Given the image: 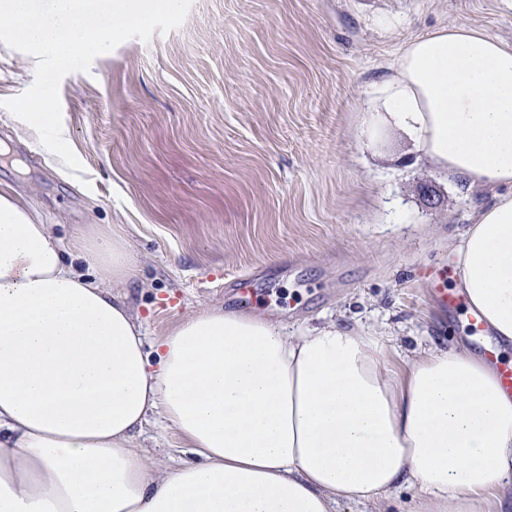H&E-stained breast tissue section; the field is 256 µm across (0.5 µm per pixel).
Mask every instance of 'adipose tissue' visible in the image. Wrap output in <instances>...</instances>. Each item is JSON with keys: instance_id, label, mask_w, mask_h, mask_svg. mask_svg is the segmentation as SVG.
Wrapping results in <instances>:
<instances>
[{"instance_id": "adipose-tissue-1", "label": "adipose tissue", "mask_w": 512, "mask_h": 512, "mask_svg": "<svg viewBox=\"0 0 512 512\" xmlns=\"http://www.w3.org/2000/svg\"><path fill=\"white\" fill-rule=\"evenodd\" d=\"M172 0H0V40L52 80ZM361 131L405 132L442 177L494 189L451 244L456 286L512 343V44L466 24L409 41ZM17 133L64 171L69 131L43 92ZM97 266L90 279L74 258ZM125 243L69 256L0 190V512H338L416 487L413 512L512 508V396L454 346L404 370L381 337L328 322L297 336L256 313L204 308L154 346L110 287ZM188 443L168 468L131 439L151 411Z\"/></svg>"}]
</instances>
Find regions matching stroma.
I'll return each mask as SVG.
<instances>
[{"label":"stroma","mask_w":512,"mask_h":512,"mask_svg":"<svg viewBox=\"0 0 512 512\" xmlns=\"http://www.w3.org/2000/svg\"><path fill=\"white\" fill-rule=\"evenodd\" d=\"M465 23L512 43V0H175L79 62L59 64L52 103L78 179L16 135L40 82L0 42V184L64 247L123 238L126 295L147 342L205 307L259 310L298 334L333 320L382 336L404 369L461 343L422 268L482 190L443 179L398 131H359L403 45ZM164 464L186 445L157 414L131 442Z\"/></svg>","instance_id":"35a3bbf8"}]
</instances>
